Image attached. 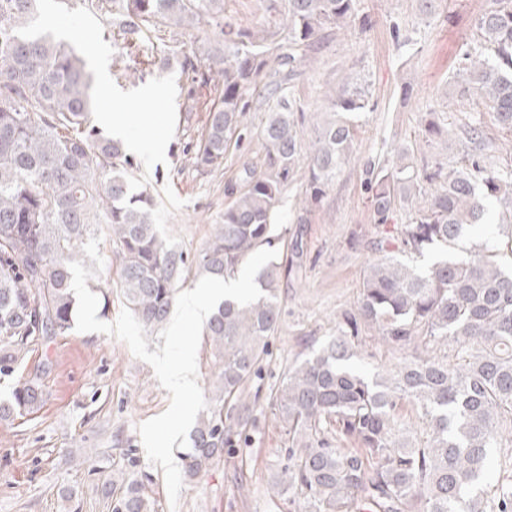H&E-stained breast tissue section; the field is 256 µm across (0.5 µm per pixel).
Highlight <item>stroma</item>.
<instances>
[{
    "label": "stroma",
    "mask_w": 512,
    "mask_h": 512,
    "mask_svg": "<svg viewBox=\"0 0 512 512\" xmlns=\"http://www.w3.org/2000/svg\"><path fill=\"white\" fill-rule=\"evenodd\" d=\"M492 0H442L436 11L421 12L418 0H360L359 9L374 26L338 28L312 55L294 82L293 94L303 113L297 122L304 143L315 141L328 119L331 97L343 86H365L374 111L352 117L354 146L321 202L303 212L308 190L305 164H298L278 202L279 229L285 244L300 243L298 272L281 288V319L273 354L265 365L264 387L281 381L286 364L338 335L345 314L357 306L363 276L379 255L377 245L395 237L411 208L426 191L411 194L389 224H378L365 185L367 162L395 166L388 147L403 151L414 166L433 161L447 150L449 163L460 161L458 138L447 146L428 144L423 130L429 121L454 130L480 111L486 140L498 165L512 164V134L501 131L489 106L456 100L452 86L456 57L476 41V20ZM49 28L84 53L94 75L98 110L93 122L102 134L110 129L103 113L120 116L127 139L142 140L145 149L129 153L134 183L155 199L154 221L168 243L195 254L210 239L230 198L227 186L239 183L242 166L262 156L260 131L265 112L252 107L242 123L246 138L230 148L221 167L196 170L194 150L205 122V91L193 74L176 61L146 49L127 50L115 41L107 20L89 11L82 0L66 9L47 0ZM440 103V112H426V103ZM101 277L88 280L89 290L109 295L103 322L114 323L125 306L115 284L118 262L109 231H102ZM354 368L364 375L396 367L403 352L385 346L374 328L363 327L355 344ZM44 402L34 414L0 422V512H111L103 491L105 477L114 482L148 477L147 490L157 512H295L276 482L288 464V437L268 397H261L247 448H233L196 479L184 480L177 506H170L163 470L146 455L137 427L164 412L167 390L147 363L134 357L116 337L71 331L30 352L16 376L0 380L6 398L19 378L41 363ZM250 476L237 486L235 470Z\"/></svg>",
    "instance_id": "stroma-1"
}]
</instances>
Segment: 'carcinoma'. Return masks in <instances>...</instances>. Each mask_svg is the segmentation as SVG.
<instances>
[{
	"instance_id": "carcinoma-1",
	"label": "carcinoma",
	"mask_w": 512,
	"mask_h": 512,
	"mask_svg": "<svg viewBox=\"0 0 512 512\" xmlns=\"http://www.w3.org/2000/svg\"><path fill=\"white\" fill-rule=\"evenodd\" d=\"M109 19L126 48L158 40L183 73L199 72L213 86L214 102L196 146L199 170L221 165L243 140L241 116L265 107L261 166L243 164L242 185L230 189L222 222L199 252L169 246L154 223L152 194L135 190L120 146L90 126L96 110L83 60L52 32L35 24L38 0H0V377L13 375L35 346L71 332L76 297L69 264L83 260L84 243L101 225L120 259L119 280L128 308L150 333L163 328L185 275L232 276L258 249L275 246L276 207L299 162L308 169L309 197L321 200L353 145L349 116L374 110L365 89L344 87L325 122L302 149L290 95L309 52L349 22L367 31L359 0H269V27L220 25L205 62L165 43L173 27L221 12L222 0H85ZM481 41L459 57L457 98L490 105L501 129L512 133V0L476 22ZM463 138L472 145L464 166L448 158L422 169L387 170L369 162L366 186L374 223H388L397 201L419 182L433 191L397 232L396 250L363 278L357 310L340 335L299 363L285 366L271 389L275 415L286 425L290 464L279 494L299 501L298 512H512V483L491 484V454L512 443V270L497 252L458 251V242L495 203L512 219V168L484 152L481 116ZM435 255L423 270L398 255ZM290 262L263 267L256 283L263 297L247 306L230 299L211 313L207 344L220 371L214 394L198 414L191 447L183 453L189 480L206 471L224 449L251 441L254 406L245 388L262 390V365L279 326L280 288ZM378 330L392 349L416 353L371 377L350 364L361 326ZM444 348L441 357L419 349ZM37 367L0 399V421L40 409ZM421 427L399 420L403 404ZM356 442L338 448L329 430ZM112 512H156L143 484L130 478L111 492Z\"/></svg>"
}]
</instances>
